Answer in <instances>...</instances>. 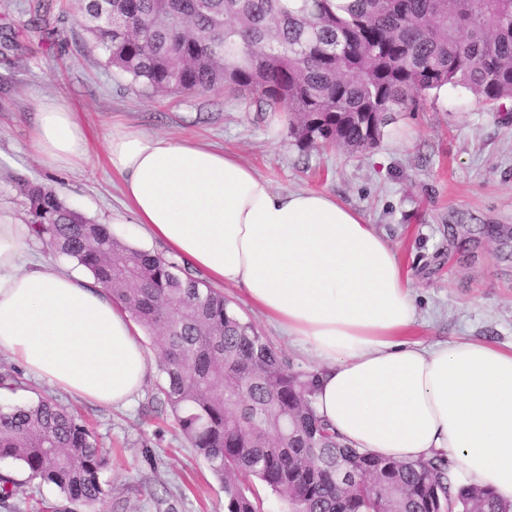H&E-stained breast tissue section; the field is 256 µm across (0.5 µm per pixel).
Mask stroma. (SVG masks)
Returning a JSON list of instances; mask_svg holds the SVG:
<instances>
[{"label":"stroma","mask_w":512,"mask_h":512,"mask_svg":"<svg viewBox=\"0 0 512 512\" xmlns=\"http://www.w3.org/2000/svg\"><path fill=\"white\" fill-rule=\"evenodd\" d=\"M42 6L46 22L33 27ZM42 96L65 99L87 128L89 158L80 168L39 162L31 131ZM120 126L233 152L279 192L336 195L398 250L420 339L512 347V102L496 107L467 88H444L418 111L392 113L371 149L303 152L284 117L258 111L247 94L161 98L131 86L94 48L78 0H0V215L25 223L23 185L37 183L119 238H135L134 225L117 219L121 183L106 158V137ZM223 293L294 370L312 371L314 360L252 309L242 289ZM161 380L152 370L133 403L113 409L27 376L0 407L48 398L82 415L109 459L104 512H224L222 484L178 435L170 411L147 409Z\"/></svg>","instance_id":"35a3bbf8"}]
</instances>
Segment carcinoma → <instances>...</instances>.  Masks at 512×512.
Here are the masks:
<instances>
[{
	"label": "carcinoma",
	"instance_id": "1",
	"mask_svg": "<svg viewBox=\"0 0 512 512\" xmlns=\"http://www.w3.org/2000/svg\"><path fill=\"white\" fill-rule=\"evenodd\" d=\"M86 0L82 17L106 62L160 95L224 90L279 112L303 150L376 145L393 112L465 87L512 100V0ZM35 239L75 259L151 335L157 397L224 487L225 512H258L253 477L290 512H512L491 487H452L442 455L378 458L339 441L313 408L314 374L292 370L224 294L174 260L133 249L46 187L25 185ZM251 380L240 399L235 381ZM0 389H22L0 372ZM0 508L21 512V485L56 490L30 512H99L109 494L95 435L58 403L0 410ZM354 473L336 481V466ZM22 474L24 479L17 478Z\"/></svg>",
	"mask_w": 512,
	"mask_h": 512
}]
</instances>
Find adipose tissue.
<instances>
[{"label": "adipose tissue", "instance_id": "obj_1", "mask_svg": "<svg viewBox=\"0 0 512 512\" xmlns=\"http://www.w3.org/2000/svg\"><path fill=\"white\" fill-rule=\"evenodd\" d=\"M31 143L71 170L89 154L67 102L37 104ZM139 236L251 306L317 361V414L354 447L397 462L437 453L458 480L512 501V350L414 340L416 307L396 249L336 196L278 192L230 152L117 129L107 145ZM0 217V355L102 406H125L150 367L140 325L95 281L26 250Z\"/></svg>", "mask_w": 512, "mask_h": 512}]
</instances>
